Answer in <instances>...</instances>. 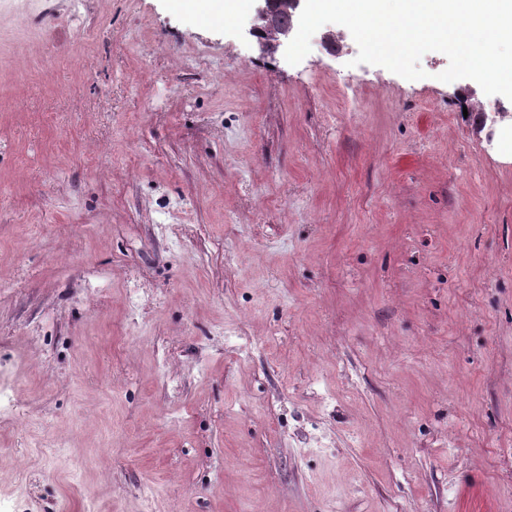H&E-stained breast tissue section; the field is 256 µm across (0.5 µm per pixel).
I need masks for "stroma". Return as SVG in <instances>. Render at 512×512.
I'll use <instances>...</instances> for the list:
<instances>
[{
  "label": "stroma",
  "instance_id": "35a3bbf8",
  "mask_svg": "<svg viewBox=\"0 0 512 512\" xmlns=\"http://www.w3.org/2000/svg\"><path fill=\"white\" fill-rule=\"evenodd\" d=\"M256 7L0 0V512H512L505 97ZM259 2L256 8L255 16L252 24L246 31V34L254 38L258 25L257 22L264 18L269 10L271 4L270 17L261 24L259 29V41L263 47H271L272 42L279 41L281 38H286L288 34L293 30L292 16L294 12L295 2V23L299 22L298 9L301 4V0H256Z\"/></svg>",
  "mask_w": 512,
  "mask_h": 512
}]
</instances>
